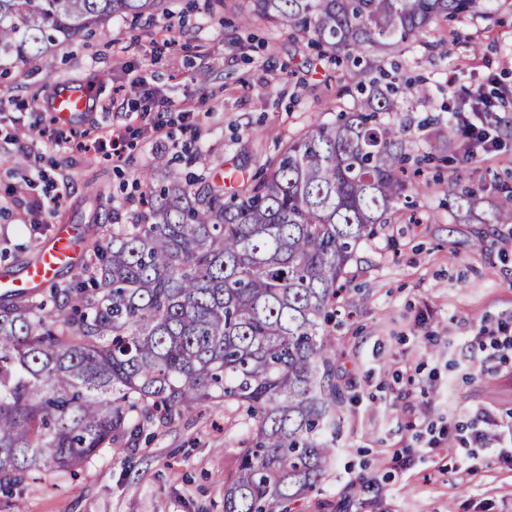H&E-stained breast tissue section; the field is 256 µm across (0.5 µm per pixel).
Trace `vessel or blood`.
Segmentation results:
<instances>
[{"label": "vessel or blood", "instance_id": "obj_1", "mask_svg": "<svg viewBox=\"0 0 512 512\" xmlns=\"http://www.w3.org/2000/svg\"><path fill=\"white\" fill-rule=\"evenodd\" d=\"M90 92L85 88H62L55 92L50 108L59 119H67L73 113L85 111L88 107ZM81 244L77 235L65 225L59 226L51 248L45 252L42 260L27 269V278L23 282L0 279V293L32 294L47 287L54 281L61 269L74 266Z\"/></svg>", "mask_w": 512, "mask_h": 512}]
</instances>
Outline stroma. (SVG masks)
I'll return each instance as SVG.
<instances>
[{
    "mask_svg": "<svg viewBox=\"0 0 512 512\" xmlns=\"http://www.w3.org/2000/svg\"><path fill=\"white\" fill-rule=\"evenodd\" d=\"M248 10V0L215 11L208 0H165L154 15L111 19L33 62H0V274H22L57 225L128 223L142 207L137 176L157 156L219 184L228 168L249 179L260 158L352 106L316 45L283 25L242 24ZM428 40L399 55L370 52L399 87L391 121L414 152L432 154L442 185L512 203V0L488 19L439 22ZM60 82L92 91L89 110L68 122L49 109ZM479 85L511 93L494 101L497 151L470 158L441 127ZM56 130L124 135V159L57 142ZM442 185L418 198L421 223L384 225L354 254L336 317V451L290 512H336L346 497L348 512H512V465L441 434L485 411L512 434V244H500L507 226L459 212ZM62 186L53 214L15 204ZM239 435L225 429L223 406H202L75 472L28 481L20 500L0 496V512H224Z\"/></svg>",
    "mask_w": 512,
    "mask_h": 512,
    "instance_id": "35a3bbf8",
    "label": "stroma"
}]
</instances>
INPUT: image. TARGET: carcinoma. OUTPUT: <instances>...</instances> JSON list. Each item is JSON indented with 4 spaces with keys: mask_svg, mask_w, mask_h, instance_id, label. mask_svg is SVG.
<instances>
[{
    "mask_svg": "<svg viewBox=\"0 0 512 512\" xmlns=\"http://www.w3.org/2000/svg\"><path fill=\"white\" fill-rule=\"evenodd\" d=\"M164 0H0V60L29 62L112 17ZM496 0H252L244 21L289 23L321 55L352 62L360 94L229 193L159 158L148 210L81 237L51 302L0 297V492L124 448L145 428L224 402L245 424L224 512H280L311 492L336 448L337 303L360 244L433 182L389 91L365 78L373 47L426 45L439 19ZM196 184L200 189H193Z\"/></svg>",
    "mask_w": 512,
    "mask_h": 512,
    "instance_id": "1",
    "label": "carcinoma"
}]
</instances>
